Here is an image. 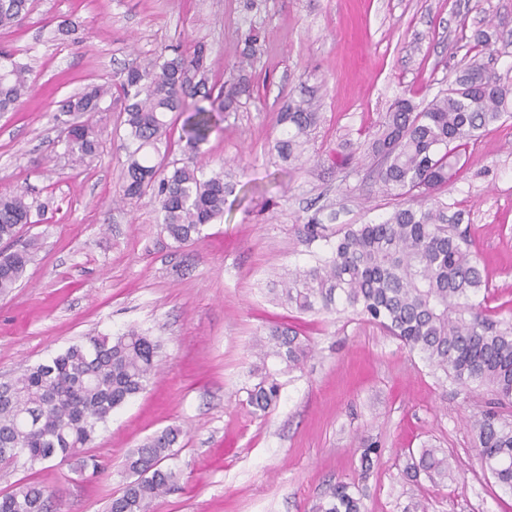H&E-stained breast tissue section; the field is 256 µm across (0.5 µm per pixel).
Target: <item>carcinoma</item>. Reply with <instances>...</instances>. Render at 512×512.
I'll use <instances>...</instances> for the list:
<instances>
[{
	"instance_id": "obj_1",
	"label": "carcinoma",
	"mask_w": 512,
	"mask_h": 512,
	"mask_svg": "<svg viewBox=\"0 0 512 512\" xmlns=\"http://www.w3.org/2000/svg\"><path fill=\"white\" fill-rule=\"evenodd\" d=\"M29 0H0V27L19 24ZM28 69L14 54L0 51V112L13 111L28 93ZM206 45L171 49L144 64L113 75L110 84H91L64 100V114L103 111L105 97L121 101L127 152L123 197L151 194L164 232L182 245L201 239L204 226L224 217V174L209 177L195 155L217 124L249 87L209 85ZM512 110V82L478 58L458 70L454 82L425 104L397 97L367 142L369 176L396 201L393 211L364 224H345L330 237L317 217L303 225L311 240L325 241L314 263L288 273L273 289L298 313L363 315L435 372L461 388H485L497 409L473 417L482 467L512 492V328L501 327L480 298L486 288L461 213L448 214L438 190L457 179L463 154L477 131ZM188 113L183 125V158L158 168L147 150H158L171 126L168 116ZM288 125L278 140L279 156L290 159L317 122L311 103L301 100L281 114ZM66 153L96 154L98 133L90 122L68 127ZM34 223L25 194H0V243H11ZM37 242L0 251V293L24 277ZM259 378L247 392L252 413L264 414L281 393L280 376L302 368L308 340L286 326H272L259 340ZM160 344L129 329L116 336H90L47 363L31 366L0 384V462L19 459L31 466L72 458L92 442L112 413L146 389L158 370ZM182 430L167 426L125 459L128 481L112 497L108 512H153L156 500L175 489L180 473L165 465ZM406 473L435 483L453 473L452 458L440 448H423ZM0 512H52L51 495L39 484L21 483L0 495ZM313 512H363L359 492L347 483L329 488Z\"/></svg>"
}]
</instances>
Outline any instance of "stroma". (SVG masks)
<instances>
[{
	"label": "stroma",
	"mask_w": 512,
	"mask_h": 512,
	"mask_svg": "<svg viewBox=\"0 0 512 512\" xmlns=\"http://www.w3.org/2000/svg\"><path fill=\"white\" fill-rule=\"evenodd\" d=\"M30 0L20 25L0 28V49L30 70L32 90L0 114V193L21 191L38 248L26 276L0 295V382L89 336L138 329L160 343V370L146 389L99 426L88 452L103 475H79L72 460L0 463V492L21 480L56 496L57 512H106L128 478L127 454L166 426L182 430L178 489L155 512H311L338 483L363 494L364 512H512V492L481 466L468 421L487 409L432 373L418 354L362 316L299 314L281 305L273 281L307 265L321 241L302 227L336 213L341 224L386 216L395 206L366 176L364 150L403 92L433 96L454 78L468 46L461 34H493L494 68L512 79V0ZM72 29L58 33L59 25ZM262 53L238 61L248 30ZM205 43L211 79L247 73L241 98L200 147L205 172L230 191L223 221L198 242L163 231L150 197L121 200L125 152L119 106L93 115L98 154L65 153L58 105L125 65L171 46ZM311 100L319 121L301 158L273 148L281 112ZM467 164L439 196L463 212L488 281L487 305L512 324V118L470 140ZM310 340L303 368L284 375L268 414H251L256 342L276 324ZM381 454L363 469L359 449ZM452 454L451 480L404 472L409 450Z\"/></svg>",
	"instance_id": "obj_1"
}]
</instances>
